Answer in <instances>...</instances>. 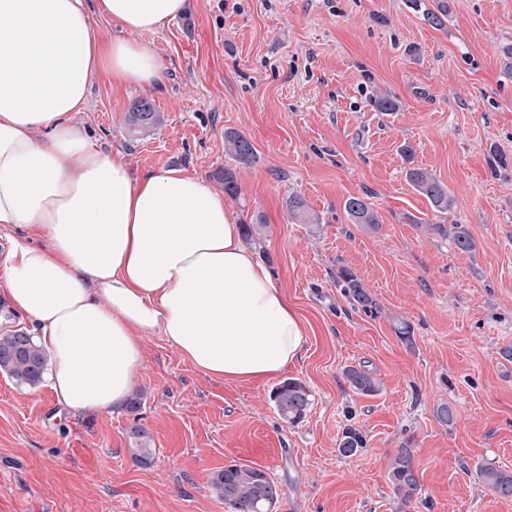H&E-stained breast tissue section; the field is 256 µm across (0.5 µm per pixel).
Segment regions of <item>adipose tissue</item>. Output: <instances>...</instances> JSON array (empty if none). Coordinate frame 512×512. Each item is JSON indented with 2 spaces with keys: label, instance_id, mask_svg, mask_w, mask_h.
Returning <instances> with one entry per match:
<instances>
[{
  "label": "adipose tissue",
  "instance_id": "adipose-tissue-1",
  "mask_svg": "<svg viewBox=\"0 0 512 512\" xmlns=\"http://www.w3.org/2000/svg\"><path fill=\"white\" fill-rule=\"evenodd\" d=\"M187 0H0V229L19 234L0 290L50 356L57 405L124 407L159 333L197 370L265 382L297 360L302 325L202 179L137 174L77 119L93 80L150 91L161 64L142 42ZM120 36L102 41L92 17ZM46 132L36 140L34 130Z\"/></svg>",
  "mask_w": 512,
  "mask_h": 512
}]
</instances>
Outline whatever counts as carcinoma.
I'll list each match as a JSON object with an SVG mask.
<instances>
[{"mask_svg": "<svg viewBox=\"0 0 512 512\" xmlns=\"http://www.w3.org/2000/svg\"><path fill=\"white\" fill-rule=\"evenodd\" d=\"M415 8H423L424 20L435 29L446 28L448 21V0H433L434 6L422 7L421 0H408ZM375 103L380 112H395L398 101L385 90L375 95ZM163 122L161 113L155 104L145 98L137 99L128 115V129L132 136H144L155 131ZM224 152L242 164L251 163L255 155L252 141L244 134L228 130L224 132ZM406 178L412 187L421 194L439 219H447L455 208V198L448 186L435 175L421 167H410ZM288 217L295 223L310 220L305 201L298 195L288 196ZM347 219L359 225L365 231H375L379 219L370 203L363 197L351 196L344 203ZM427 232L450 237L456 248L462 252L472 250L474 243L464 224H427ZM337 283L351 304L365 314L376 316L379 307L370 290L351 270L341 268ZM399 340L411 346L414 343V330L411 324L398 320L393 325ZM47 368V358L33 337L22 330H15L0 336V370L7 372L19 384L30 387L39 385ZM345 377L355 393L373 396L380 391V383L367 370L351 366L346 369ZM272 401L281 419L295 425L302 421L311 406V393L308 387L298 379H287L277 385L272 392ZM363 438L353 430H346L339 443L338 451L344 457H352L363 448ZM477 477L502 498H512V471L494 466L478 467ZM389 479L396 492L406 499L415 497L420 484L415 475L412 450L402 447L393 455L390 462ZM213 488L224 498L230 512H270L278 498L276 485L266 472L232 464L217 471L212 479Z\"/></svg>", "mask_w": 512, "mask_h": 512, "instance_id": "1", "label": "carcinoma"}]
</instances>
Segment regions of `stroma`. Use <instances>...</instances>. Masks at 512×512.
<instances>
[{"label":"stroma","instance_id":"35a3bbf8","mask_svg":"<svg viewBox=\"0 0 512 512\" xmlns=\"http://www.w3.org/2000/svg\"><path fill=\"white\" fill-rule=\"evenodd\" d=\"M142 40L161 63L150 97L163 124L129 141L141 92L103 79L78 119L138 174L177 167L223 193L218 171L235 170L239 193L224 205L237 223L265 222L252 253L305 334L282 376L305 383L312 406L285 424L272 383L208 377L158 333L143 341L134 412L67 414L48 384L0 371V512H229L211 487L228 464L267 473L273 512H512L475 474L512 471V73L502 53L512 0H448L442 30L406 0H188ZM379 89L398 112L377 111ZM228 130L252 140L253 163L225 155ZM411 165L448 185L474 250L425 233L436 218L405 177ZM291 194L317 223L289 220ZM351 196L372 204L378 231L347 221ZM341 266L370 289L378 317L344 297ZM397 318L413 326L414 347L396 337ZM349 365L380 392L356 394ZM441 403L455 410L452 426L433 415ZM349 427L365 446L346 458ZM141 441L147 466L130 455ZM404 445L420 484L409 500L389 479Z\"/></svg>","mask_w":512,"mask_h":512}]
</instances>
